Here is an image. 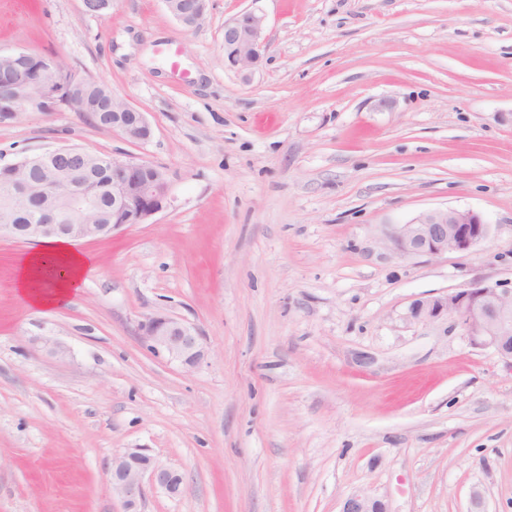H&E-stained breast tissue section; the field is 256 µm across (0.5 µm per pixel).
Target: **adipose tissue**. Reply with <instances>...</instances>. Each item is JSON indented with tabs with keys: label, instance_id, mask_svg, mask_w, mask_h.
Masks as SVG:
<instances>
[{
	"label": "adipose tissue",
	"instance_id": "adipose-tissue-1",
	"mask_svg": "<svg viewBox=\"0 0 512 512\" xmlns=\"http://www.w3.org/2000/svg\"><path fill=\"white\" fill-rule=\"evenodd\" d=\"M91 268V257L73 249L69 240L47 241L19 265L18 295L36 309L63 306L80 289Z\"/></svg>",
	"mask_w": 512,
	"mask_h": 512
}]
</instances>
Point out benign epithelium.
Segmentation results:
<instances>
[{"mask_svg":"<svg viewBox=\"0 0 512 512\" xmlns=\"http://www.w3.org/2000/svg\"><path fill=\"white\" fill-rule=\"evenodd\" d=\"M168 11L181 24L192 27L203 17L206 0H164ZM265 18L243 11L224 22V60L241 71L260 58ZM0 123L13 121L26 109H40L57 102L74 112L92 108L99 112L112 107L105 128L120 132L127 140L144 142L152 128L145 113L103 92L96 100L85 98L84 82L71 79L67 88L57 87L55 73L60 62L54 57L19 49L1 51ZM46 159L50 178L35 188L11 177L10 204L30 215L29 224H0V238L27 243L64 237L72 241L98 239L126 224H142L159 212L167 201L170 186L163 167L147 161L93 157L76 148H62L37 154L22 164ZM105 170L112 175L109 191L112 205L88 193L86 186ZM490 225L469 209L427 210L406 224H394L387 232L391 245L405 255L437 256L464 252L486 240ZM410 319L435 322L453 318L471 344L493 349L512 364V288L500 283H477L469 288L418 300L409 311ZM149 347L165 352L187 367L194 366L204 351L195 329L168 316L156 315L141 324ZM167 494L182 493L183 477L175 469L157 464L145 448H132L112 460V490L122 499L124 512H139L142 479ZM343 512H385L382 503L362 493L350 497Z\"/></svg>","mask_w":512,"mask_h":512,"instance_id":"benign-epithelium-1","label":"benign epithelium"}]
</instances>
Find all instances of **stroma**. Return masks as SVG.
Listing matches in <instances>:
<instances>
[{
  "label": "stroma",
  "instance_id": "stroma-1",
  "mask_svg": "<svg viewBox=\"0 0 512 512\" xmlns=\"http://www.w3.org/2000/svg\"><path fill=\"white\" fill-rule=\"evenodd\" d=\"M265 18L224 63V22ZM176 55H169V48ZM58 59L145 112L131 142L62 106L0 124V165L76 146L164 167L145 223L74 242L69 303L17 296L29 243L0 239V512H123L112 459L145 448L184 477L140 512H512V366L418 299L512 283V0H0V50ZM392 101L378 110L380 100ZM470 209L489 238L405 256L391 225ZM163 313L204 349L186 367L140 329ZM50 340L66 347L49 355ZM168 11L181 24L192 27L203 17L206 0H164ZM265 18L243 11L224 22V60L241 71L255 66L260 58Z\"/></svg>",
  "mask_w": 512,
  "mask_h": 512
}]
</instances>
